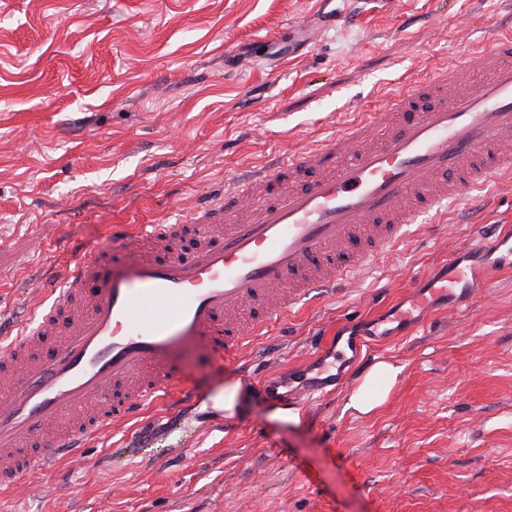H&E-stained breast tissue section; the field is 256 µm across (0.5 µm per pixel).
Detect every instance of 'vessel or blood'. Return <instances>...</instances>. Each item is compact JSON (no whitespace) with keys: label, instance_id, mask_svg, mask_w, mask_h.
<instances>
[{"label":"vessel or blood","instance_id":"b4317fda","mask_svg":"<svg viewBox=\"0 0 512 512\" xmlns=\"http://www.w3.org/2000/svg\"><path fill=\"white\" fill-rule=\"evenodd\" d=\"M512 180V33L395 94L385 112L246 174L166 223L50 270L26 320L0 325V488L73 462L94 435L184 391L177 350L214 359L284 320L314 289L354 288L413 224ZM449 262L432 292L469 289Z\"/></svg>","mask_w":512,"mask_h":512}]
</instances>
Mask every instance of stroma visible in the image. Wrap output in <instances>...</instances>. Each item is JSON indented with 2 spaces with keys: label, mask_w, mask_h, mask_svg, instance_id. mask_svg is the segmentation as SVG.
I'll list each match as a JSON object with an SVG mask.
<instances>
[{
  "label": "stroma",
  "mask_w": 512,
  "mask_h": 512,
  "mask_svg": "<svg viewBox=\"0 0 512 512\" xmlns=\"http://www.w3.org/2000/svg\"><path fill=\"white\" fill-rule=\"evenodd\" d=\"M512 0H0V315L26 314L68 242L151 224L227 176L386 110L512 28ZM340 20H333L332 12ZM512 231V181L378 257L351 293L234 360L180 354L198 395L154 403L0 512H512V269L461 312L411 305L472 239ZM399 373L371 414L351 396ZM342 377L310 405L289 393ZM236 391L231 410L215 398ZM111 498H101L103 486ZM398 372L399 369L393 367L391 364H376L367 374L364 382L358 388L357 392L351 397L349 404L350 407L363 414L374 411L385 401L389 391L395 383ZM372 383H380L384 386V389L375 399L367 400L363 394L367 386Z\"/></svg>",
  "instance_id": "stroma-1"
}]
</instances>
